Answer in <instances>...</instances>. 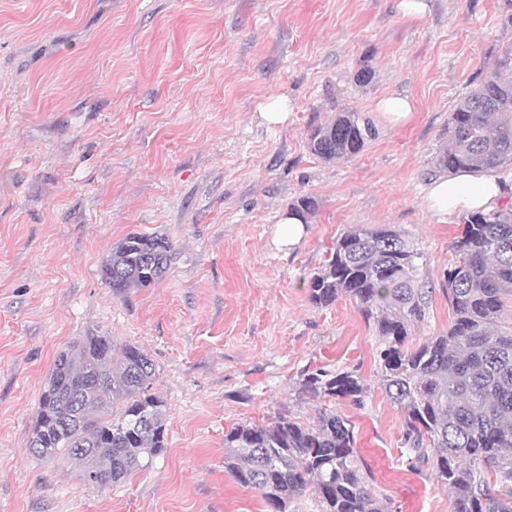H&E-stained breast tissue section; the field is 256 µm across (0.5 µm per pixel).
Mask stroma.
<instances>
[{"mask_svg":"<svg viewBox=\"0 0 512 512\" xmlns=\"http://www.w3.org/2000/svg\"><path fill=\"white\" fill-rule=\"evenodd\" d=\"M0 0V512H266L224 468V435L288 411L313 422L304 370L355 369L337 408L389 512H454L404 453L376 386L378 338L355 299L312 304L336 237L391 224L425 254L433 293L414 338L452 322L444 274L461 214L425 206L448 116L512 45V0ZM287 96L286 123L261 105ZM409 97L411 119L376 109ZM377 136L349 160L307 149L337 112ZM315 200L301 243L277 221ZM168 237L163 278L124 296L101 277L128 234ZM102 332L144 348L165 402L166 452L124 482L84 486L28 441L57 355Z\"/></svg>","mask_w":512,"mask_h":512,"instance_id":"obj_1","label":"stroma"}]
</instances>
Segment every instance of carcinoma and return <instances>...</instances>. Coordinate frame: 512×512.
I'll return each instance as SVG.
<instances>
[{
	"instance_id": "carcinoma-1",
	"label": "carcinoma",
	"mask_w": 512,
	"mask_h": 512,
	"mask_svg": "<svg viewBox=\"0 0 512 512\" xmlns=\"http://www.w3.org/2000/svg\"><path fill=\"white\" fill-rule=\"evenodd\" d=\"M376 137L356 112L313 127L309 152L323 162L349 159ZM448 172L512 170V49L463 96L448 117V145L437 156ZM448 268V332L410 339L431 291L424 254L391 224L341 233L308 280L309 300L329 306L356 299L379 338L378 386L404 414L408 452L431 465L454 499V512H512V329L502 330V298L512 295V202L462 220ZM170 239L132 233L112 247L102 276L112 293L149 287L164 276ZM155 363L146 350L90 333L61 352L42 393L29 439L37 458L82 467L90 488L124 481L167 448L164 401L151 392ZM370 385L354 369L306 372L298 393L323 403L307 424L280 412L265 425L224 434V469L255 490L268 512H287L306 493L321 512H388L359 462L354 426L330 403H363ZM495 475L492 490L488 475Z\"/></svg>"
}]
</instances>
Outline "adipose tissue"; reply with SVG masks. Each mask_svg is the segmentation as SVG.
<instances>
[{
    "instance_id": "adipose-tissue-1",
    "label": "adipose tissue",
    "mask_w": 512,
    "mask_h": 512,
    "mask_svg": "<svg viewBox=\"0 0 512 512\" xmlns=\"http://www.w3.org/2000/svg\"><path fill=\"white\" fill-rule=\"evenodd\" d=\"M507 192L495 170L461 171L432 179L426 187V203L436 215L491 210Z\"/></svg>"
}]
</instances>
